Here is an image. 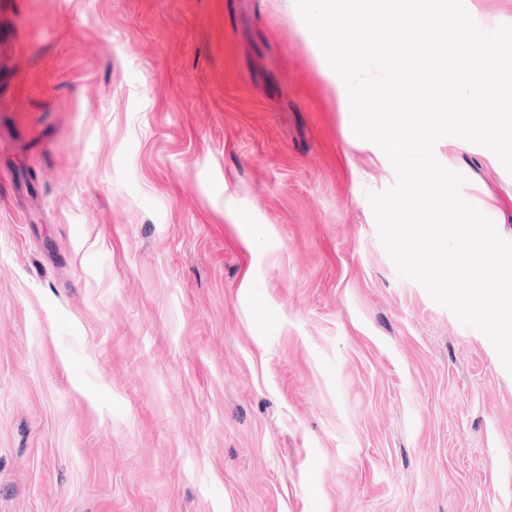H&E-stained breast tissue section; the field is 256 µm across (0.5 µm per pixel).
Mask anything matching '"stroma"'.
Instances as JSON below:
<instances>
[{
    "instance_id": "35a3bbf8",
    "label": "stroma",
    "mask_w": 512,
    "mask_h": 512,
    "mask_svg": "<svg viewBox=\"0 0 512 512\" xmlns=\"http://www.w3.org/2000/svg\"><path fill=\"white\" fill-rule=\"evenodd\" d=\"M74 2L0 0V512H512V374L399 276L292 0Z\"/></svg>"
}]
</instances>
